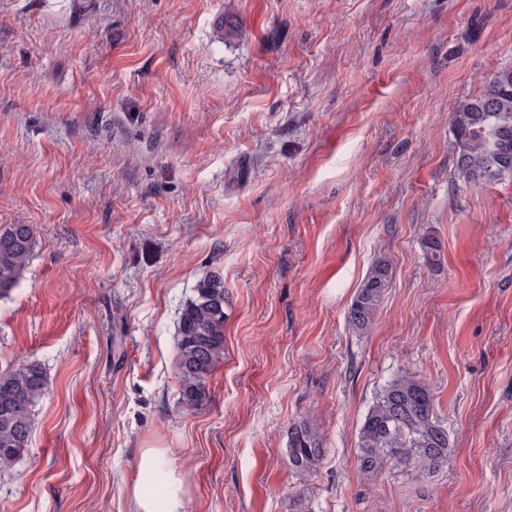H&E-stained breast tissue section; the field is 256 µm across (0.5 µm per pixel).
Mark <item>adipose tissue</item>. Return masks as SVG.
Wrapping results in <instances>:
<instances>
[{
  "label": "adipose tissue",
  "mask_w": 512,
  "mask_h": 512,
  "mask_svg": "<svg viewBox=\"0 0 512 512\" xmlns=\"http://www.w3.org/2000/svg\"><path fill=\"white\" fill-rule=\"evenodd\" d=\"M129 495L131 512H187L182 478L162 448L142 450Z\"/></svg>",
  "instance_id": "1"
}]
</instances>
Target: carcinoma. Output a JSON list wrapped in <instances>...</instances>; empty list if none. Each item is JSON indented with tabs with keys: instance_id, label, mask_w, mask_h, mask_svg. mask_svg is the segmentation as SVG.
Listing matches in <instances>:
<instances>
[{
	"instance_id": "cac0c4a2",
	"label": "carcinoma",
	"mask_w": 512,
	"mask_h": 512,
	"mask_svg": "<svg viewBox=\"0 0 512 512\" xmlns=\"http://www.w3.org/2000/svg\"><path fill=\"white\" fill-rule=\"evenodd\" d=\"M456 152L455 171L468 184L491 183L512 173V66L497 70L480 92L461 100L451 115ZM35 244L29 224H0V296L19 282ZM426 260L442 265V250L432 237L425 241ZM391 287V266L373 262L348 312V322L367 332ZM224 278L199 280L182 305L178 325L177 380L182 401L198 403L207 383L224 361ZM47 391L40 364L29 360L0 373V469L26 451L34 408ZM448 426L436 410V398L422 376L396 373L377 392L359 428L358 462L372 477L412 465L433 475L448 465ZM324 454L322 435L303 420L288 431V458L301 474L315 471Z\"/></svg>"
}]
</instances>
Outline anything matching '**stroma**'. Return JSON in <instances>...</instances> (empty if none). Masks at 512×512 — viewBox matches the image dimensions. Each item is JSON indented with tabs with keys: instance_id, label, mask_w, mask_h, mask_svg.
<instances>
[{
	"instance_id": "35a3bbf8",
	"label": "stroma",
	"mask_w": 512,
	"mask_h": 512,
	"mask_svg": "<svg viewBox=\"0 0 512 512\" xmlns=\"http://www.w3.org/2000/svg\"><path fill=\"white\" fill-rule=\"evenodd\" d=\"M72 2L0 0V224L36 230L0 371L48 382L0 512H129L146 448L188 512H512V175L461 181L450 121L512 66V0ZM380 258L363 335L347 315ZM214 272L224 361L189 407L179 316ZM403 368L451 461L368 480L358 430ZM391 286V266L385 259H377L366 274L348 312V322L360 333H366L375 313ZM287 449L292 468L297 473L310 474L324 454L322 435L310 421L297 422L289 428Z\"/></svg>"
}]
</instances>
